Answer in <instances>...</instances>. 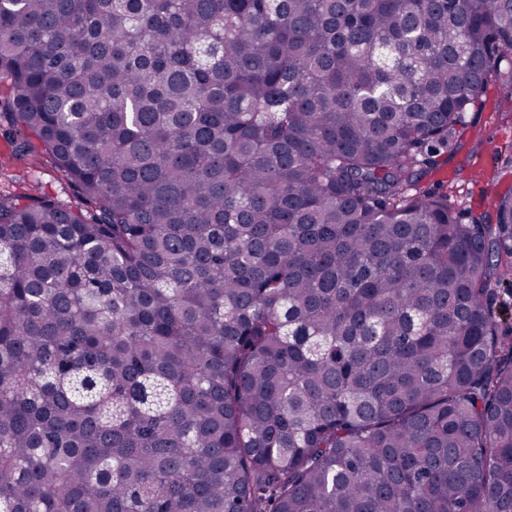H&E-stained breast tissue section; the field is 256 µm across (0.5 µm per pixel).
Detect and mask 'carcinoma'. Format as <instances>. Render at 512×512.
Returning <instances> with one entry per match:
<instances>
[{
	"label": "carcinoma",
	"instance_id": "cac0c4a2",
	"mask_svg": "<svg viewBox=\"0 0 512 512\" xmlns=\"http://www.w3.org/2000/svg\"><path fill=\"white\" fill-rule=\"evenodd\" d=\"M512 0H0V512H512V194L423 168ZM0 108V194L19 195L37 191L56 197L66 206H79L72 188L62 179L46 158L17 157L13 144L4 131L9 124Z\"/></svg>",
	"mask_w": 512,
	"mask_h": 512
}]
</instances>
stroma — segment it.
<instances>
[{"label": "stroma", "mask_w": 512, "mask_h": 512, "mask_svg": "<svg viewBox=\"0 0 512 512\" xmlns=\"http://www.w3.org/2000/svg\"><path fill=\"white\" fill-rule=\"evenodd\" d=\"M484 98V104L466 112V128L456 149L438 158L421 186L446 193L450 206L467 221L491 223L499 196L512 191V79L492 77ZM8 127L0 111V194L37 191L77 206L72 188L46 158L15 156L5 135Z\"/></svg>", "instance_id": "1"}]
</instances>
